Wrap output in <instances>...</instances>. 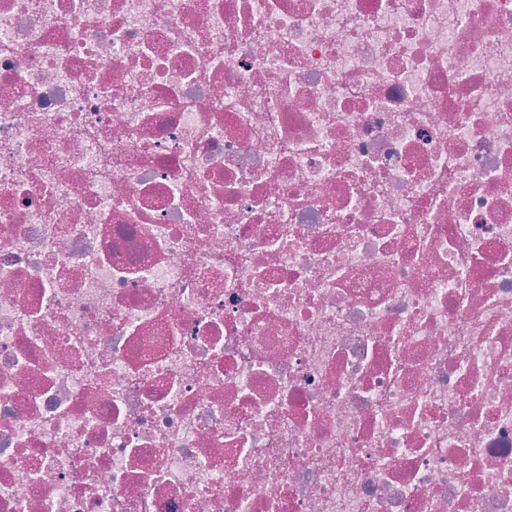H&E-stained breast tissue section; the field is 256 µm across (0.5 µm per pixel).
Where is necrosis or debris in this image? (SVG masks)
Wrapping results in <instances>:
<instances>
[{"label":"necrosis or debris","mask_w":512,"mask_h":512,"mask_svg":"<svg viewBox=\"0 0 512 512\" xmlns=\"http://www.w3.org/2000/svg\"><path fill=\"white\" fill-rule=\"evenodd\" d=\"M0 512H512V0H0Z\"/></svg>","instance_id":"necrosis-or-debris-1"}]
</instances>
